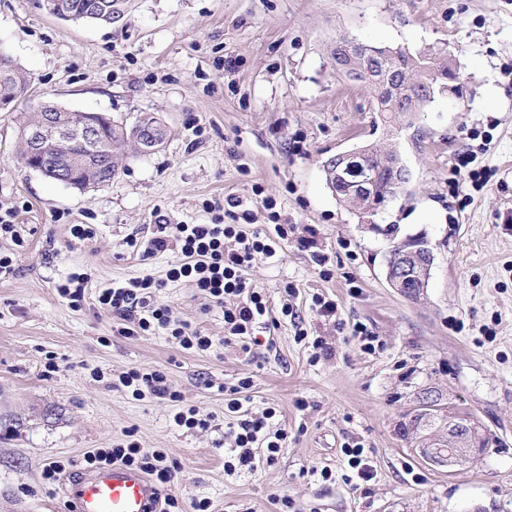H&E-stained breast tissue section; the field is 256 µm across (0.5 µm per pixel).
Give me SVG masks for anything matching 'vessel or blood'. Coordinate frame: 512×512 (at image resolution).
<instances>
[{
  "instance_id": "b4317fda",
  "label": "vessel or blood",
  "mask_w": 512,
  "mask_h": 512,
  "mask_svg": "<svg viewBox=\"0 0 512 512\" xmlns=\"http://www.w3.org/2000/svg\"><path fill=\"white\" fill-rule=\"evenodd\" d=\"M70 494L75 512H157L159 491L141 471L110 465L73 480Z\"/></svg>"
}]
</instances>
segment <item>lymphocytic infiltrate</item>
Listing matches in <instances>:
<instances>
[{
  "label": "lymphocytic infiltrate",
  "instance_id": "f902f5d3",
  "mask_svg": "<svg viewBox=\"0 0 512 512\" xmlns=\"http://www.w3.org/2000/svg\"><path fill=\"white\" fill-rule=\"evenodd\" d=\"M205 207L215 212L213 223L157 225L141 256L147 260L167 250H176L178 258L168 270L167 279L190 281L210 305L222 308L225 340L244 344L251 338L256 324L270 314L266 295L254 286L246 272L257 258L275 255L277 241L288 238V227L275 225V234L270 237L260 230L246 231L241 223H225L222 212L226 209H240L243 220L251 216L242 200L235 197L212 199ZM163 282L149 277L116 282L112 287L98 289L95 300L120 320L121 335H150L161 331L181 349L196 353L208 351L212 346L210 337L183 321L173 307L157 303L156 293ZM119 382L131 389L134 397L149 395L179 403L180 408L173 416L179 427L206 431L212 426V415L183 403L181 394L172 389L163 371L132 368L120 375ZM249 386V381L243 380L231 387L226 404L230 414L228 433L237 448L236 453L224 459V471L228 474L256 470L253 451L257 448L266 450L267 460H274L287 438L285 430L271 429L269 413L257 416L249 410L250 399L245 395ZM116 463L140 470L162 489L160 512H180L178 498L168 491L179 465L165 449H146L130 440L88 451L81 460L86 468Z\"/></svg>",
  "mask_w": 512,
  "mask_h": 512
}]
</instances>
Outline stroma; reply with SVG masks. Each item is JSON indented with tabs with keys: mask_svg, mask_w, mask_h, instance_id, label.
Returning a JSON list of instances; mask_svg holds the SVG:
<instances>
[{
	"mask_svg": "<svg viewBox=\"0 0 512 512\" xmlns=\"http://www.w3.org/2000/svg\"><path fill=\"white\" fill-rule=\"evenodd\" d=\"M341 36L446 51L457 89L375 124L370 93L330 60ZM0 51L32 75L34 102L127 126L153 112L168 127L157 151L128 150L111 182L78 190L18 158L16 115L0 110V209L18 207L23 237L0 239L16 267L0 278V512H68L69 475L48 490L44 466L129 431L178 462L171 492L184 512L201 499L209 512H276V496L297 512H512V0H124L108 25L57 19L40 0H0ZM362 143L398 149L410 170L371 224L336 200L323 171ZM469 152L475 182L456 170ZM228 196L252 209L255 228L295 227L249 272L271 315L247 349L225 341L221 308L189 281H167L176 252L145 260L131 245L162 216L211 223L205 200ZM74 224L94 225L95 237L74 239ZM408 236L435 255L417 300L385 274L394 240ZM76 271L94 290L163 280L158 303L212 348L120 335L91 299L72 309L56 286ZM317 295L336 303L335 319L313 310ZM286 303L295 318L281 315ZM317 338L333 355L314 363ZM133 367L164 371L214 426L185 431L174 402L113 387ZM244 378L253 412L275 408L288 439L273 464L228 475L222 389ZM452 412L471 414L489 438L453 472L419 454L447 442ZM351 441L374 474L357 490L342 452Z\"/></svg>",
	"mask_w": 512,
	"mask_h": 512,
	"instance_id": "obj_1",
	"label": "stroma"
}]
</instances>
